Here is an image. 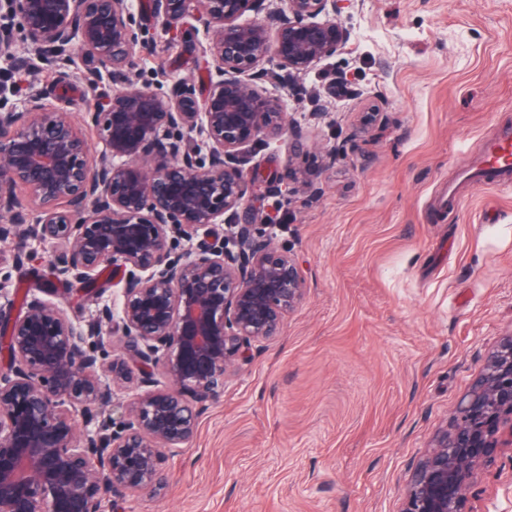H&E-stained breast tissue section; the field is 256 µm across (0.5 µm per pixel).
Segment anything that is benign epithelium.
<instances>
[{"mask_svg":"<svg viewBox=\"0 0 512 512\" xmlns=\"http://www.w3.org/2000/svg\"><path fill=\"white\" fill-rule=\"evenodd\" d=\"M339 2L148 0L163 35L202 29L199 97L185 78L168 92L138 85L131 62L146 42L132 0H0L1 60L20 41L91 88L105 74L119 85L86 113L102 142L92 166L45 94L0 96V241L48 244L56 278L91 286L95 302L104 271L118 286L78 323L39 297L12 316L16 294L0 282V512H106L163 489L168 454L193 440L229 369L303 299L297 259L247 212L249 147L284 133L302 146L259 83H292L347 44ZM499 445L512 447V337L416 468L401 512H460L473 465Z\"/></svg>","mask_w":512,"mask_h":512,"instance_id":"1","label":"benign epithelium"}]
</instances>
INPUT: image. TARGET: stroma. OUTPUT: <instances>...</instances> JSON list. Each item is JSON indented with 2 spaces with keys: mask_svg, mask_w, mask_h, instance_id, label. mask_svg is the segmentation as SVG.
<instances>
[{
  "mask_svg": "<svg viewBox=\"0 0 512 512\" xmlns=\"http://www.w3.org/2000/svg\"><path fill=\"white\" fill-rule=\"evenodd\" d=\"M338 20L345 47L280 91L302 148L266 138L249 164L255 180L278 178L253 204L299 260L304 298L228 373L169 457L166 488L129 494L124 512H400L416 465L512 336V190L457 179L512 125V0H347ZM141 24L153 48L135 56L137 79L205 91L199 36ZM342 74L355 95L327 96ZM33 88L101 150L84 121L97 94L57 68L0 67L9 102ZM19 245L35 259L0 264L8 287H48V247L27 237L0 254ZM461 510L512 512V447L482 459Z\"/></svg>",
  "mask_w": 512,
  "mask_h": 512,
  "instance_id": "35a3bbf8",
  "label": "stroma"
}]
</instances>
